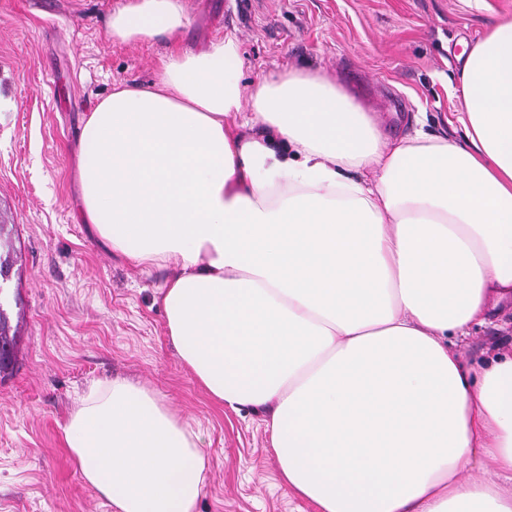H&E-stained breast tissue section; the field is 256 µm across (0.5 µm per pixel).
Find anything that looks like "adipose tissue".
<instances>
[{
	"instance_id": "ef3b65f1",
	"label": "adipose tissue",
	"mask_w": 512,
	"mask_h": 512,
	"mask_svg": "<svg viewBox=\"0 0 512 512\" xmlns=\"http://www.w3.org/2000/svg\"><path fill=\"white\" fill-rule=\"evenodd\" d=\"M185 23L180 0H127L109 31ZM242 69L228 34L86 113L77 222L171 268L181 362L268 412L280 476L317 512H512V352L458 351L512 303V15L464 58L459 140H389L324 72ZM61 431L116 512H198L207 460L154 390L93 381Z\"/></svg>"
}]
</instances>
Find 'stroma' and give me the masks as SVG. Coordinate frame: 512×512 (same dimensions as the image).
<instances>
[{"mask_svg": "<svg viewBox=\"0 0 512 512\" xmlns=\"http://www.w3.org/2000/svg\"><path fill=\"white\" fill-rule=\"evenodd\" d=\"M127 0H0V224L14 227L21 276L0 294L19 322L17 365L0 381V512H112L87 485L60 426L77 394L121 377L162 394L199 434L209 466L198 512H315L282 484L263 409L238 412L196 385L166 332L167 269L112 254L77 223L83 116L119 85L146 87L174 47L233 33L255 82L322 70L396 138L414 115L460 137V59L512 0H182L175 39L117 44ZM512 349V325L470 336L465 362Z\"/></svg>", "mask_w": 512, "mask_h": 512, "instance_id": "obj_1", "label": "stroma"}]
</instances>
